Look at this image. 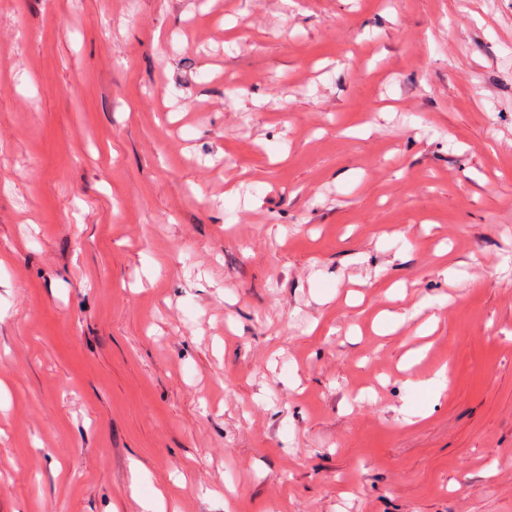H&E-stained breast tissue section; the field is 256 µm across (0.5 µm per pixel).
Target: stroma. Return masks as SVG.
<instances>
[{
    "label": "stroma",
    "mask_w": 512,
    "mask_h": 512,
    "mask_svg": "<svg viewBox=\"0 0 512 512\" xmlns=\"http://www.w3.org/2000/svg\"><path fill=\"white\" fill-rule=\"evenodd\" d=\"M159 491L512 512V0H0V512Z\"/></svg>",
    "instance_id": "1"
}]
</instances>
